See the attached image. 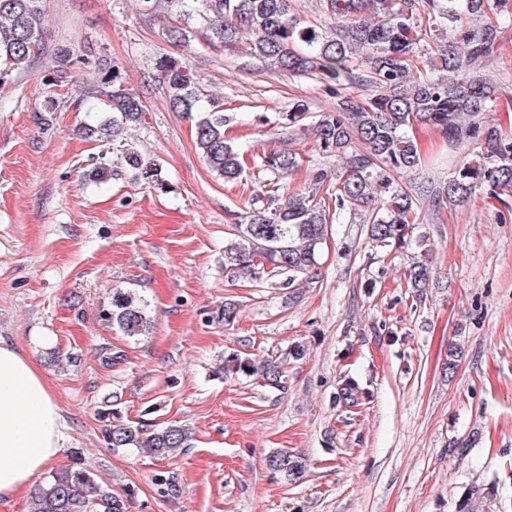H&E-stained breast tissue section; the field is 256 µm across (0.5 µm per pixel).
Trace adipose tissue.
<instances>
[{
  "label": "adipose tissue",
  "instance_id": "ef3b65f1",
  "mask_svg": "<svg viewBox=\"0 0 512 512\" xmlns=\"http://www.w3.org/2000/svg\"><path fill=\"white\" fill-rule=\"evenodd\" d=\"M60 410L38 368L0 344V500L26 489L57 455Z\"/></svg>",
  "mask_w": 512,
  "mask_h": 512
}]
</instances>
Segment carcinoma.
<instances>
[{
	"label": "carcinoma",
	"mask_w": 512,
	"mask_h": 512,
	"mask_svg": "<svg viewBox=\"0 0 512 512\" xmlns=\"http://www.w3.org/2000/svg\"><path fill=\"white\" fill-rule=\"evenodd\" d=\"M324 17L304 21L293 0H164L174 18L167 38L187 40L188 21L202 15L210 31L208 46L246 54L275 70L311 76L336 92V106L311 125L303 123L308 105L288 110L289 136L315 141L320 153L336 158V168L313 170L310 185L294 187L278 175L293 172L301 156L292 149L264 158L276 207L254 208L233 225L224 244V268L256 280L263 274L311 275L329 224L358 221L369 226L372 243L382 249L403 247L420 223L422 208L439 212L484 195L501 199L512 190V134L485 116L512 107L500 84L484 74L496 61L506 32L512 29V0H320ZM44 0H0V60L14 69L28 66L39 48ZM166 83L171 106L199 113L196 146L209 168L226 183L244 173L241 151L224 137L230 118L212 101L200 111L203 92L182 60L169 54L155 62ZM112 119L86 128V134L117 140L141 123L146 112L140 96L115 80L98 90ZM418 125L433 128L450 147L472 146L459 157L448 181L416 185L412 175L425 163L413 135ZM127 170L154 177L157 168L135 148L123 149ZM429 258L421 256L405 273L413 288L431 278ZM106 317L124 335L137 337L149 328L147 304L135 292L112 291ZM233 371H256L269 384L283 377L273 361L249 367L233 356ZM104 438L113 448H148L165 456L187 446L188 432L170 424L147 432L115 425ZM269 468L295 479L305 462L286 452L268 460ZM29 512H126L124 498L104 487L82 463L53 472L31 496Z\"/></svg>",
	"instance_id": "obj_1"
}]
</instances>
